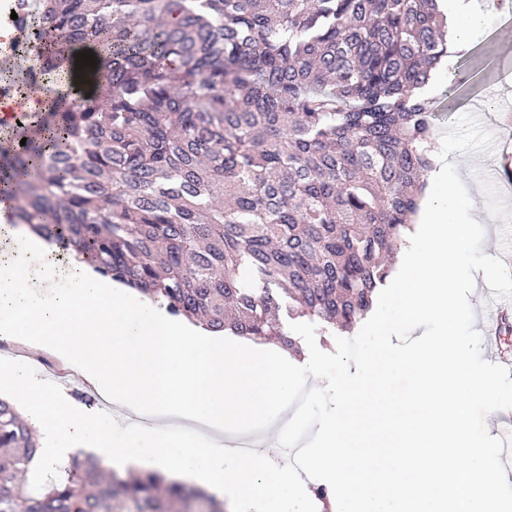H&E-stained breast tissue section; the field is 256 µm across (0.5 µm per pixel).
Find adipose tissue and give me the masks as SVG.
Here are the masks:
<instances>
[{
    "label": "adipose tissue",
    "instance_id": "obj_1",
    "mask_svg": "<svg viewBox=\"0 0 512 512\" xmlns=\"http://www.w3.org/2000/svg\"><path fill=\"white\" fill-rule=\"evenodd\" d=\"M443 3L451 25L450 50L458 53L468 47L481 15L474 0ZM0 233L11 239L0 249V338L34 353H53L80 370L93 390L150 418L144 432L156 442L150 457L136 447H113L112 420L83 410L66 391L15 377L42 429L44 457L63 460L84 450L134 469L154 465L228 497L236 512H270L259 475L280 471L277 447L266 445L232 467L225 466V451L217 443L175 456L166 449L165 431L152 419L172 414L220 437L243 420L278 410L299 373L282 349L269 341L239 346L220 333H196L188 322L165 318L149 297L131 300L126 289L92 276L75 252L6 221ZM20 268L34 269L35 279L17 278Z\"/></svg>",
    "mask_w": 512,
    "mask_h": 512
}]
</instances>
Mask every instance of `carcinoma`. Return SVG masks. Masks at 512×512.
<instances>
[{"instance_id": "1", "label": "carcinoma", "mask_w": 512, "mask_h": 512, "mask_svg": "<svg viewBox=\"0 0 512 512\" xmlns=\"http://www.w3.org/2000/svg\"><path fill=\"white\" fill-rule=\"evenodd\" d=\"M437 0H37L26 20L48 108L0 151L11 216L166 311L301 355L282 311L350 333L413 231L441 98L416 93L448 54ZM94 51V90L45 86ZM26 145H20L21 140ZM35 431L0 398V512H224L153 470L74 457L39 483Z\"/></svg>"}]
</instances>
